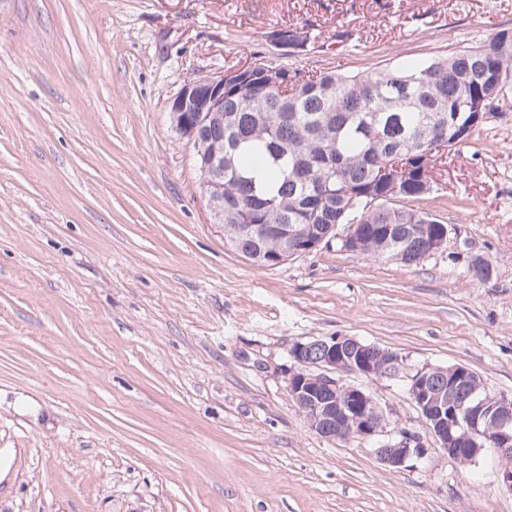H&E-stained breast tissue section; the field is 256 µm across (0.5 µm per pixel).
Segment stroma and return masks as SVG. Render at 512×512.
I'll list each match as a JSON object with an SVG mask.
<instances>
[{
    "label": "stroma",
    "instance_id": "stroma-1",
    "mask_svg": "<svg viewBox=\"0 0 512 512\" xmlns=\"http://www.w3.org/2000/svg\"><path fill=\"white\" fill-rule=\"evenodd\" d=\"M288 25L306 52L271 43ZM506 27L512 0H0V512H512L486 459L430 438L391 470L321 437L284 374L294 345L352 336L512 397V78L424 203L447 251L411 266L336 240L245 259L169 117L257 59L367 73ZM347 380L423 432L402 379ZM281 33V35L271 36L275 46L281 51V55H296L307 50L308 46L315 41L316 36L310 32L308 28H300L297 26L289 25L274 31V33ZM284 38L288 40V45Z\"/></svg>",
    "mask_w": 512,
    "mask_h": 512
}]
</instances>
